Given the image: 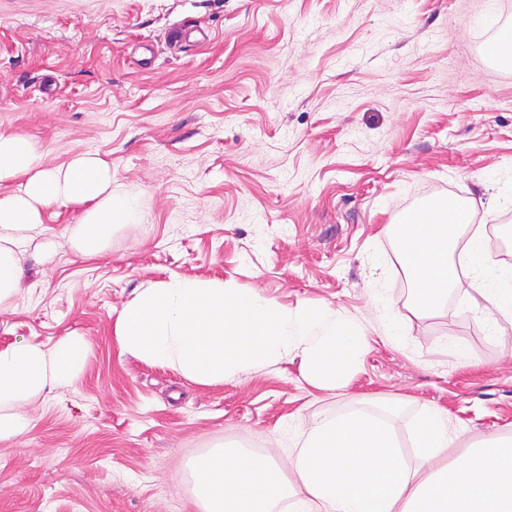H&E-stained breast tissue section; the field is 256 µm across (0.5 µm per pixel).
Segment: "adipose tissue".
Instances as JSON below:
<instances>
[{
  "label": "adipose tissue",
  "instance_id": "adipose-tissue-1",
  "mask_svg": "<svg viewBox=\"0 0 512 512\" xmlns=\"http://www.w3.org/2000/svg\"><path fill=\"white\" fill-rule=\"evenodd\" d=\"M21 179L0 195V302L18 286L26 232L41 223L43 208L75 204L84 211L73 230L79 253L99 254L120 220L137 217L134 199L112 197V168L86 153L62 168H48L32 140L0 135V184ZM472 207L434 199L410 216L400 235V263L416 292L418 312L432 311L449 288L468 280L482 333L496 339L512 323V265L496 262ZM84 356L69 336L53 350L25 341L0 350V441L28 426L16 403L76 379ZM289 475L275 495L253 497L252 480L241 470L239 448H217L195 465L194 504L199 512H512V439L488 436L448 460V416L426 409L415 432L417 457L406 463L394 430L382 416L363 409L327 413L307 427L285 423Z\"/></svg>",
  "mask_w": 512,
  "mask_h": 512
}]
</instances>
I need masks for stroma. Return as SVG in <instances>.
<instances>
[{"instance_id":"1","label":"stroma","mask_w":512,"mask_h":512,"mask_svg":"<svg viewBox=\"0 0 512 512\" xmlns=\"http://www.w3.org/2000/svg\"><path fill=\"white\" fill-rule=\"evenodd\" d=\"M491 18L512 25V0H0V134L49 167L108 161L139 210L94 258L71 238L80 206L28 233L0 349L78 336L85 353L0 442V512H193L190 460L253 441L283 459L288 417L394 408L409 462L428 407L448 414L449 458L512 437V325L487 341L464 285L413 313L387 230L473 200L512 264V70L485 54ZM173 276L329 306L362 334L347 387H311L296 354L212 385L120 354V310Z\"/></svg>"}]
</instances>
